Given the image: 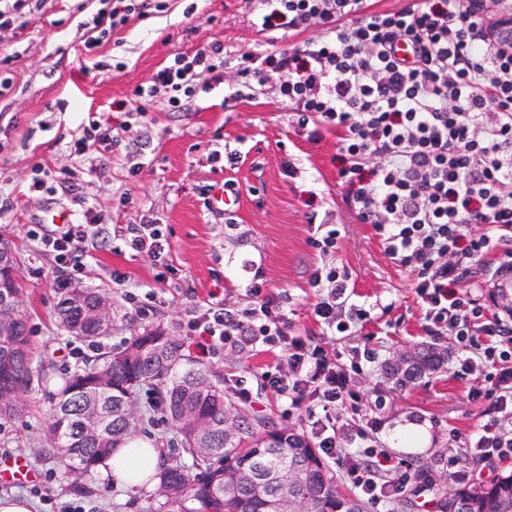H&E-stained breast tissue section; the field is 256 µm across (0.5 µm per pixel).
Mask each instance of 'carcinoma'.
Here are the masks:
<instances>
[{
    "label": "carcinoma",
    "instance_id": "obj_1",
    "mask_svg": "<svg viewBox=\"0 0 512 512\" xmlns=\"http://www.w3.org/2000/svg\"><path fill=\"white\" fill-rule=\"evenodd\" d=\"M57 311L76 341L99 345L112 332V298L91 288L59 294ZM445 361L438 347L416 345L398 352L385 375L407 385ZM37 386L49 418L41 452L67 474L96 470L136 436L143 422L138 394L146 387L163 411L170 443L189 459H165L157 475L168 512H291L296 497L308 512H366L362 500L339 488L307 436L237 409L224 395L223 377L194 365L170 332L147 326L58 383L53 367L33 362L21 288H0V419L20 413ZM452 503L455 512H512V473L455 488L443 509Z\"/></svg>",
    "mask_w": 512,
    "mask_h": 512
}]
</instances>
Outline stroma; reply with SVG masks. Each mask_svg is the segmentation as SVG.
<instances>
[{
  "instance_id": "1",
  "label": "stroma",
  "mask_w": 512,
  "mask_h": 512,
  "mask_svg": "<svg viewBox=\"0 0 512 512\" xmlns=\"http://www.w3.org/2000/svg\"><path fill=\"white\" fill-rule=\"evenodd\" d=\"M192 4L197 12L190 16L185 9ZM257 8L256 0H169L166 11L132 22L101 48L109 65L101 73L84 70L79 19L70 15L67 0H45L20 36L0 34V54L14 57L15 83L13 94L0 100V196L13 205L9 223H0V242L17 257L35 355L60 371L77 363L55 315L60 271L26 237L29 226L50 231L64 213L79 214L84 203L116 224L167 225L175 280L156 282L147 256L115 251L109 239L99 242L87 266L84 287L112 298L108 342L118 346L142 323L113 284V271L157 293L165 306L155 324L182 337L210 289H223L229 304H248L242 279L249 265L267 287L287 292L294 331L324 340L310 317L316 290L309 278L326 257L309 239L314 225L330 222L341 229L336 261L348 269L366 302L384 309L372 327L378 358L354 376L353 385L369 400L378 390L388 396L382 413L384 448L413 469L427 468L432 478L457 487L447 461L458 458L462 439L482 423L484 406L468 401L466 383L447 369L407 387L384 382L385 364L422 341L420 308L407 274L389 262L369 226L356 223L343 206L331 162L335 139L312 143L288 126L278 101L282 74L272 71L263 84L239 87L235 58L298 47L307 39L303 33L258 31L253 25ZM215 40L223 42L228 64L220 85H213L210 74L200 77V84L210 86L209 94L179 112L155 103L145 124L113 113L115 146L74 155L72 141L80 135L83 111H107L110 103L148 85L171 53ZM222 148L240 149V159L213 160V151ZM38 167L66 174L69 205H61L57 195L30 191ZM227 183L237 191L232 213L206 209L203 188ZM272 361L269 353L229 351L207 365L223 374L230 388L236 376L251 375ZM46 420L38 392L20 415L0 420V461L24 459L37 475L31 482L0 479L1 502L26 500L30 512H54L71 503L84 512H160L156 486L123 488L99 471L76 483L41 457Z\"/></svg>"
}]
</instances>
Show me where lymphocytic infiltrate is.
<instances>
[{
    "mask_svg": "<svg viewBox=\"0 0 512 512\" xmlns=\"http://www.w3.org/2000/svg\"><path fill=\"white\" fill-rule=\"evenodd\" d=\"M253 24L266 32L314 31L303 46L238 58L244 86L263 83L268 70L284 76L279 97L289 125L308 140L336 138L342 200L369 225L391 264L407 272L422 312L421 333L453 341L451 369L470 387L468 400L484 405V423L464 439V453L512 461V323L484 299L495 271L512 269V17L500 0H408L399 9H375V0H259ZM81 22L86 53H94L131 22L165 11L167 0H101ZM224 45L214 41L171 53L149 85L135 89L132 111L147 115L156 97L181 108L206 88L201 73L221 74ZM109 234L154 261L157 278L173 275L169 232L163 224H108L94 208L41 238L62 269L60 289L80 282L100 235ZM313 319L323 335L365 330L374 308L357 302L345 267L314 268ZM249 306L225 304L209 292L203 312L187 322L199 360L226 348L280 352L269 366L234 386L253 404L262 394L285 400L304 418L321 454L370 505L392 512L414 474L380 446L382 398L364 402L351 377L374 362L370 344L339 363L326 344L292 332L288 298L259 276L245 284ZM351 420L336 417L338 407ZM395 469L396 481L380 482Z\"/></svg>",
    "mask_w": 512,
    "mask_h": 512,
    "instance_id": "lymphocytic-infiltrate-1",
    "label": "lymphocytic infiltrate"
}]
</instances>
